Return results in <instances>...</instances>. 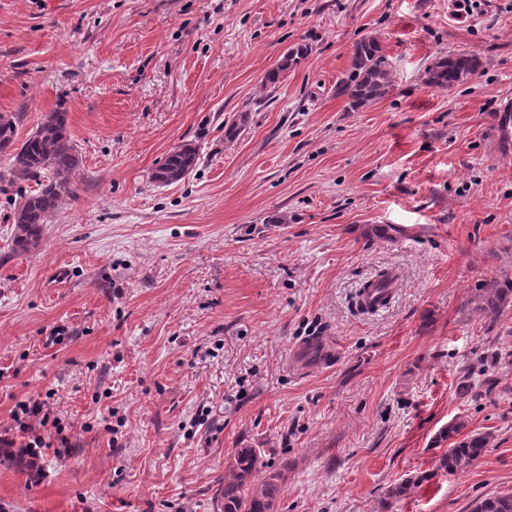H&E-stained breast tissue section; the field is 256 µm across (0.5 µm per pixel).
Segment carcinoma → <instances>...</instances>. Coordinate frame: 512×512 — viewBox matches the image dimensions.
<instances>
[{"label": "carcinoma", "instance_id": "1", "mask_svg": "<svg viewBox=\"0 0 512 512\" xmlns=\"http://www.w3.org/2000/svg\"><path fill=\"white\" fill-rule=\"evenodd\" d=\"M304 50L291 51L283 56L275 68L265 74V83L272 86L280 80L281 73L297 63ZM480 62L476 55L461 52L455 55L439 53L425 69L426 83L440 90H450L477 74ZM394 86L393 70L388 57L382 52L379 41L369 36L359 41L352 54L345 77L337 84V94L345 96L351 109L357 110L388 95ZM22 114L0 113V154L7 155L6 173H0V182L13 185L19 181H33L38 186L34 192L20 196L13 212L17 227L15 244L21 251L35 245L41 235L42 225L60 205L62 193L70 190L79 168V157L68 127V113L49 112L21 146H15L17 124ZM198 150L190 145H180L170 152L164 163L153 173V180L171 184L184 179L196 167ZM512 303V284L490 280L478 289L466 306L471 314L486 318L499 314ZM466 423L454 419L440 430L437 442L453 440L451 447L438 458L437 469L455 474L472 467L492 447L488 433H474L458 440ZM261 462V453L255 448L236 450L229 473L224 476L222 512H275L280 492L281 473L271 472L258 487L248 488ZM472 512H512V496L486 497L472 508Z\"/></svg>", "mask_w": 512, "mask_h": 512}]
</instances>
